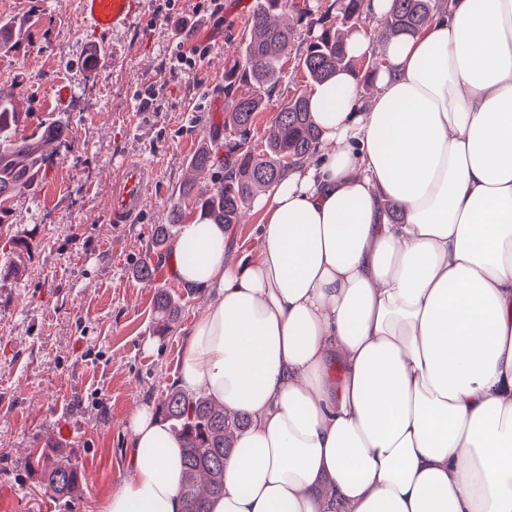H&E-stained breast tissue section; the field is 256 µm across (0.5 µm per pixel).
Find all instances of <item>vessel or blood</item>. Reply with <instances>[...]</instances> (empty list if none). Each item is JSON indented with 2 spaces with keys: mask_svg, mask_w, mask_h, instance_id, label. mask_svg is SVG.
<instances>
[{
  "mask_svg": "<svg viewBox=\"0 0 512 512\" xmlns=\"http://www.w3.org/2000/svg\"><path fill=\"white\" fill-rule=\"evenodd\" d=\"M84 17L99 30H117L130 23L143 8L141 0H81ZM153 196L150 166L137 157L126 158L109 192L106 210L109 223L133 224Z\"/></svg>",
  "mask_w": 512,
  "mask_h": 512,
  "instance_id": "vessel-or-blood-1",
  "label": "vessel or blood"
}]
</instances>
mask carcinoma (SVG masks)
Instances as JSON below:
<instances>
[{
	"label": "carcinoma",
	"instance_id": "cac0c4a2",
	"mask_svg": "<svg viewBox=\"0 0 512 512\" xmlns=\"http://www.w3.org/2000/svg\"><path fill=\"white\" fill-rule=\"evenodd\" d=\"M363 0H336V5L319 15V31L308 30L301 42L298 66L310 84L328 80L338 69H355L365 64L364 73L377 71L383 60L377 54L359 59L348 56L346 37L366 28ZM336 10L335 21L329 11ZM315 9L309 0H261L250 19V33L242 55L224 63V129L216 130L211 140L220 143L224 155L219 157L205 144L192 157L196 170L222 164L224 175L218 186L209 191L196 190L187 182L180 195L195 196L201 219L226 226L240 221L243 208L260 192L306 156L319 139L309 100L311 93L299 91L280 106L272 118L273 128L264 152L253 144L256 114L267 109L280 81L283 59L294 40L295 27L312 17ZM437 15L436 0H392L381 23L379 38L389 40L399 34H416ZM27 21L0 23V51L11 50L23 39ZM17 102L0 92V136L8 143L0 146V198L8 199L22 188L32 187L44 176L43 143L57 136L45 128L20 140L11 139L22 121ZM181 220L180 210L172 208L168 223L156 228L157 245L170 239L171 227ZM162 327L171 329L178 314V302L165 290L156 293ZM159 417L183 442L184 512H209L211 499L224 494V458L233 448L236 434L247 426L241 415L229 416L224 408L202 394H186L172 387L159 402ZM49 488L58 495L71 496L80 487L81 473L62 456L45 457L41 464Z\"/></svg>",
	"mask_w": 512,
	"mask_h": 512
}]
</instances>
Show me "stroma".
Here are the masks:
<instances>
[{"label":"stroma","mask_w":512,"mask_h":512,"mask_svg":"<svg viewBox=\"0 0 512 512\" xmlns=\"http://www.w3.org/2000/svg\"><path fill=\"white\" fill-rule=\"evenodd\" d=\"M131 25L100 33L79 0H0V21L25 18L21 45L0 53V84L26 117L16 138L53 127L39 191L0 203V512H94L129 475L126 423L142 402L159 403L178 371L184 335L201 297L176 281L172 247L155 244L171 207L183 222L199 217L177 189L190 158L224 124V57L237 51L248 24L234 25L242 0H223L215 15L198 0H143ZM207 48L198 69L174 70L177 42ZM296 52L283 61L279 87L258 113L254 144L264 148L281 103L304 89ZM153 90L150 109L139 93ZM151 161L156 187L136 224L105 220L108 192L122 159ZM31 250L17 253L19 243ZM151 264L155 275L137 270ZM180 304L177 322L159 335L157 289ZM68 420L74 437L55 434ZM61 450L86 477L71 498L50 490L36 468Z\"/></svg>","instance_id":"1"}]
</instances>
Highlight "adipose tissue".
<instances>
[{
    "instance_id": "1",
    "label": "adipose tissue",
    "mask_w": 512,
    "mask_h": 512,
    "mask_svg": "<svg viewBox=\"0 0 512 512\" xmlns=\"http://www.w3.org/2000/svg\"><path fill=\"white\" fill-rule=\"evenodd\" d=\"M383 61L316 87L255 254L181 228L209 303L176 383L249 419L211 512H512V0H452ZM128 430L97 512H183L178 437L150 403Z\"/></svg>"
}]
</instances>
